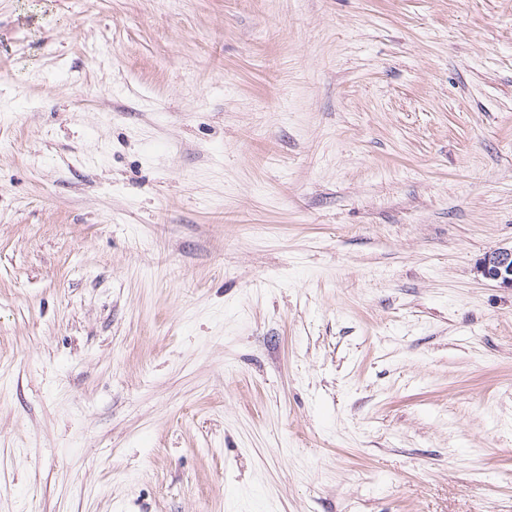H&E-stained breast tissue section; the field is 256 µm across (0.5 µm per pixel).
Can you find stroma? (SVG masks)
I'll return each instance as SVG.
<instances>
[{
    "label": "stroma",
    "instance_id": "obj_1",
    "mask_svg": "<svg viewBox=\"0 0 512 512\" xmlns=\"http://www.w3.org/2000/svg\"><path fill=\"white\" fill-rule=\"evenodd\" d=\"M512 0H0V512H512ZM478 271L504 288H512V248H498L483 255Z\"/></svg>",
    "mask_w": 512,
    "mask_h": 512
}]
</instances>
